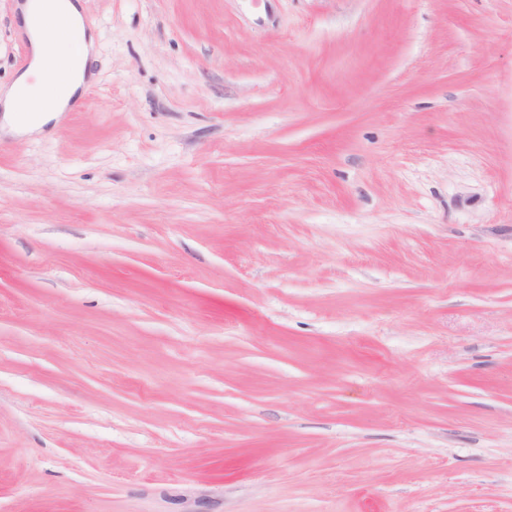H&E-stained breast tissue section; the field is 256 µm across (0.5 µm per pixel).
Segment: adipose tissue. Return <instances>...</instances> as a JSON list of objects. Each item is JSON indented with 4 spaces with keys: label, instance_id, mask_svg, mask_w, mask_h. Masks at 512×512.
Instances as JSON below:
<instances>
[{
    "label": "adipose tissue",
    "instance_id": "1",
    "mask_svg": "<svg viewBox=\"0 0 512 512\" xmlns=\"http://www.w3.org/2000/svg\"><path fill=\"white\" fill-rule=\"evenodd\" d=\"M18 29L30 45V65L0 88V129L42 131L70 111L91 76L94 38L82 0H17Z\"/></svg>",
    "mask_w": 512,
    "mask_h": 512
}]
</instances>
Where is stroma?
I'll use <instances>...</instances> for the list:
<instances>
[{"label": "stroma", "mask_w": 512, "mask_h": 512, "mask_svg": "<svg viewBox=\"0 0 512 512\" xmlns=\"http://www.w3.org/2000/svg\"><path fill=\"white\" fill-rule=\"evenodd\" d=\"M83 2L0 136V512H512V0ZM15 10L31 59L11 85L0 87V128L42 132L74 107L91 77L94 38L84 26L81 0H25Z\"/></svg>", "instance_id": "1"}]
</instances>
